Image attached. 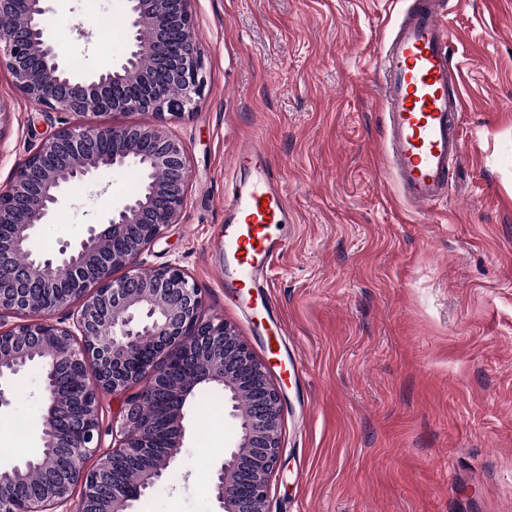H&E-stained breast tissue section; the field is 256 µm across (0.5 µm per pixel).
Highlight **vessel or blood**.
<instances>
[{
  "label": "vessel or blood",
  "mask_w": 512,
  "mask_h": 512,
  "mask_svg": "<svg viewBox=\"0 0 512 512\" xmlns=\"http://www.w3.org/2000/svg\"><path fill=\"white\" fill-rule=\"evenodd\" d=\"M453 6V0H411L378 66L386 155L405 200L420 210L447 199L463 151L459 73L450 54L455 34L447 20ZM235 168L240 178L224 195V285L268 318L275 305L258 277L288 245V202L262 148L243 142Z\"/></svg>",
  "instance_id": "b4317fda"
}]
</instances>
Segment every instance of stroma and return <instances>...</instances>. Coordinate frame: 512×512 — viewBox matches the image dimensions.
<instances>
[{
  "mask_svg": "<svg viewBox=\"0 0 512 512\" xmlns=\"http://www.w3.org/2000/svg\"><path fill=\"white\" fill-rule=\"evenodd\" d=\"M54 38L88 71L126 45L111 0H49ZM406 0H191L206 79L192 116L171 119L190 177L176 223L139 257L177 265L207 315L235 327L281 389L269 512H512V0H463L450 15L462 82L463 159L446 202L420 212L383 157L377 61ZM91 37H82L80 28ZM0 63V189L64 122ZM270 156L288 197L287 248L260 277L274 325L254 326L224 287V186L239 143ZM135 170L102 169L70 194L38 243L56 252L133 194ZM307 367L292 381L289 355ZM41 373L29 369L0 442L38 444ZM237 431L187 415L172 479L136 512H212L211 465Z\"/></svg>",
  "mask_w": 512,
  "mask_h": 512,
  "instance_id": "obj_1",
  "label": "stroma"
}]
</instances>
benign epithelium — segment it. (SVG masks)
Segmentation results:
<instances>
[{"instance_id": "1", "label": "benign epithelium", "mask_w": 512, "mask_h": 512, "mask_svg": "<svg viewBox=\"0 0 512 512\" xmlns=\"http://www.w3.org/2000/svg\"><path fill=\"white\" fill-rule=\"evenodd\" d=\"M47 0H0V16L19 14L0 28V62L14 85L37 106L74 115L150 112L160 120L192 114L204 89L201 50L193 37L190 0H125L127 45L105 73L74 74L55 42ZM110 150L102 154L98 147ZM145 167L141 193L112 201L101 223L88 227L60 256L41 254L39 227L67 197L66 180L89 183L99 168ZM189 181L184 144L163 126L64 124L16 168L0 190V408L11 404L17 381L31 366L42 372L39 448L29 458L0 465V512H134L129 488L144 496L162 483L185 436L187 407L202 386L224 390L225 409L238 438L212 466V495L220 512H267V493L280 448L281 393L236 329L206 317L202 291L176 265L144 272L136 259L176 222ZM35 286L55 304L34 308ZM11 316L18 322L8 325ZM180 358L201 370L171 385L167 366ZM80 376L76 427L60 434L59 381ZM150 379L172 392L170 450L153 454L142 415L146 391L128 396L119 429L103 446L105 396ZM251 398L248 409L240 399ZM69 464L51 470L36 498L6 500L35 472L50 470L52 452ZM96 463L86 467L89 456ZM246 491H240L241 484ZM79 496H74L75 490Z\"/></svg>"}]
</instances>
